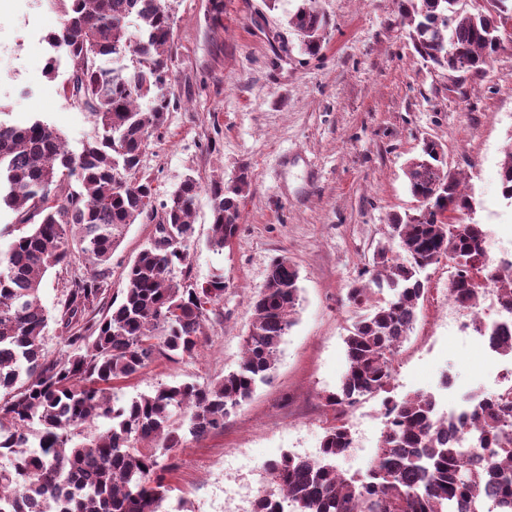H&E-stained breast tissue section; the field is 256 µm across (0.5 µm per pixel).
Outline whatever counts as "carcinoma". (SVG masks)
<instances>
[{"mask_svg": "<svg viewBox=\"0 0 512 512\" xmlns=\"http://www.w3.org/2000/svg\"><path fill=\"white\" fill-rule=\"evenodd\" d=\"M65 16L47 36L64 46L71 63L64 92L89 110L92 134L69 148L52 126L25 127L0 120V208L17 214L0 249V512H164L174 465L159 457L224 428V420L270 381L279 346L295 324L301 301L299 271L284 255L271 260L263 290L251 301L252 322L237 368L204 384H161L117 406L114 384L160 360L191 358L205 341L206 305L224 299V275L202 285L175 280L189 265L197 197L210 199L211 250H224L239 228V198L252 177L245 169L230 182L203 185L186 177L158 200L148 177L138 176L150 134L171 105L165 93L172 27L164 0H53ZM506 10H469L459 0H402L415 51L439 67H488L512 17ZM288 27L303 51L320 53L325 20L316 0H301ZM131 57V64L124 63ZM441 145L424 144L406 175L428 217L395 215L397 248L373 254L369 279L347 290L357 316L344 338L346 368L325 406H354L387 391L394 356L418 320L424 297L420 272L448 260V294L462 308L484 298L474 275L486 266L483 226L448 224L445 212L472 210L457 174L444 168ZM501 195L512 202V152L500 171ZM156 222L151 242L129 262L121 297H111L101 269L127 226ZM92 264L65 286L55 322L69 348L49 358L43 336L49 316L40 290L45 274L66 265L74 251ZM389 422L375 459L361 479L336 467L352 442L350 428L326 430L321 457L285 453L263 465L275 489L255 512H512V396L488 397L470 447L448 434L437 400L415 393L384 398ZM182 414V421L175 420ZM112 426L83 441L73 429L97 420ZM497 446L487 460L478 447ZM291 510H285V507Z\"/></svg>", "mask_w": 512, "mask_h": 512, "instance_id": "1", "label": "carcinoma"}]
</instances>
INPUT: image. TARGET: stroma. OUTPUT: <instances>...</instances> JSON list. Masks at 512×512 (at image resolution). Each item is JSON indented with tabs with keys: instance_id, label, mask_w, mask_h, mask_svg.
<instances>
[{
	"instance_id": "stroma-1",
	"label": "stroma",
	"mask_w": 512,
	"mask_h": 512,
	"mask_svg": "<svg viewBox=\"0 0 512 512\" xmlns=\"http://www.w3.org/2000/svg\"><path fill=\"white\" fill-rule=\"evenodd\" d=\"M222 3L217 16L211 0H168L175 104L149 137L140 171L161 199L189 175L204 183L232 179L243 168L251 173L232 246L207 248L210 203L200 195L190 264L175 272L199 284L220 273L227 288L208 308V336L197 356L162 359L118 382L116 405L162 383H206L235 369L252 319L250 299L263 289L273 257L287 256L298 268L301 306L271 381L223 430L172 451L177 468L168 477L165 512H234L247 493L269 489L266 461L320 447L332 420L322 397L335 391L344 370V338L355 316L346 292L363 280L378 246L390 244L391 217L417 213L406 170L424 140L443 146L474 200L460 223L483 225L512 251V202L499 189L512 150V40L486 72L459 81L415 52L401 0H317L326 26L313 57L286 28L297 0H280L272 11L263 0ZM62 21L58 7L40 0H0V119L18 126L42 119L76 149L92 131L88 111L62 90L68 59L56 73L46 68L47 37ZM154 232L151 223L127 227L109 265L111 293L123 288L126 265ZM89 267L78 253L45 275L41 299L49 313H56L66 281ZM451 273L443 260L422 274L418 320L394 360L395 398L433 392L452 403L492 387L494 361L440 304ZM445 375L452 383L444 389ZM380 404V397L366 398L360 447L336 460L348 474H365L377 453Z\"/></svg>"
}]
</instances>
